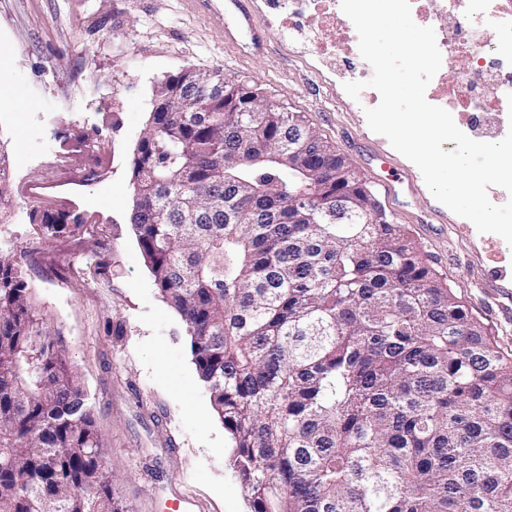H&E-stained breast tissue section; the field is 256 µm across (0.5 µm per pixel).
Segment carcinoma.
I'll return each mask as SVG.
<instances>
[{
	"mask_svg": "<svg viewBox=\"0 0 512 512\" xmlns=\"http://www.w3.org/2000/svg\"><path fill=\"white\" fill-rule=\"evenodd\" d=\"M196 77L160 81L180 103L134 151L132 226L250 512H512V353L404 225L295 223L301 183L336 214V151L302 113L226 112L223 72ZM8 168L0 145V216ZM19 267L0 248V512H127Z\"/></svg>",
	"mask_w": 512,
	"mask_h": 512,
	"instance_id": "cac0c4a2",
	"label": "carcinoma"
}]
</instances>
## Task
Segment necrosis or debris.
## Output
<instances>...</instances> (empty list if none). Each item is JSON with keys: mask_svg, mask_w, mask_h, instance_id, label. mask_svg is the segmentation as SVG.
Returning a JSON list of instances; mask_svg holds the SVG:
<instances>
[{"mask_svg": "<svg viewBox=\"0 0 512 512\" xmlns=\"http://www.w3.org/2000/svg\"><path fill=\"white\" fill-rule=\"evenodd\" d=\"M309 9L319 19L320 28L311 38L317 54L337 57L351 55L358 37L350 19L341 9V0H277ZM453 13L467 17L472 27H481L495 18L503 30L501 38L467 43L449 36L445 20ZM411 14L435 25V35L443 60H475L473 73L462 76L452 90L429 84V103L451 113L456 126L468 137L485 142L502 140L506 132L485 121L488 112L503 109L512 93V0H411Z\"/></svg>", "mask_w": 512, "mask_h": 512, "instance_id": "4bbe7bcc", "label": "necrosis or debris"}]
</instances>
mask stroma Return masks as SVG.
I'll return each mask as SVG.
<instances>
[{
    "mask_svg": "<svg viewBox=\"0 0 512 512\" xmlns=\"http://www.w3.org/2000/svg\"><path fill=\"white\" fill-rule=\"evenodd\" d=\"M248 7L257 45L228 0L212 10L189 0H0L11 87L0 95V143L16 193L0 246L21 252L39 317L65 336L129 512H250L185 324L158 294L131 225L133 150L164 76L218 67L304 114L512 349V246L438 202L417 166L368 127L367 95L343 89L362 56L346 66L319 59L279 33L271 0ZM45 211L82 225L43 236L32 216Z\"/></svg>",
    "mask_w": 512,
    "mask_h": 512,
    "instance_id": "stroma-1",
    "label": "stroma"
}]
</instances>
